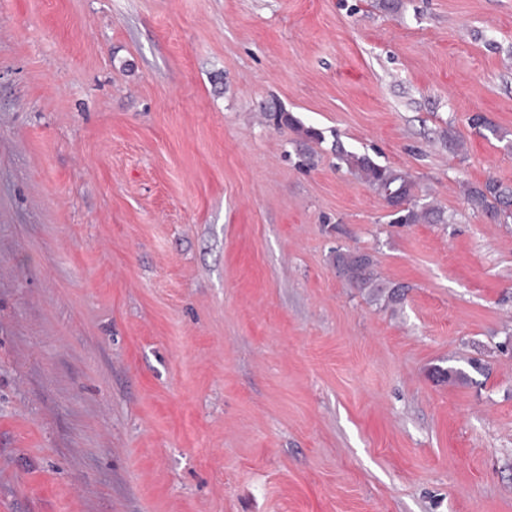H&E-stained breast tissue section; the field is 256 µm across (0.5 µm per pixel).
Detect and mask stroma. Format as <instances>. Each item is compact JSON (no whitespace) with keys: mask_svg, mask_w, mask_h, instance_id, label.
Returning <instances> with one entry per match:
<instances>
[{"mask_svg":"<svg viewBox=\"0 0 512 512\" xmlns=\"http://www.w3.org/2000/svg\"><path fill=\"white\" fill-rule=\"evenodd\" d=\"M511 142L512 0H0V512H512ZM269 116L276 127L280 128L284 126L295 129L304 142H316L323 140L321 132L312 127L304 128L300 126V122L289 112L282 109H275L270 112ZM334 150L338 159L359 180L383 197L389 206L398 209L400 224H450L453 214L445 212L432 203L416 201L415 182L407 173L390 166L375 163L367 155L347 151L340 144ZM463 194L473 212L484 213L498 224L512 223V184L488 178L482 184L465 185ZM336 266L354 288L366 289L375 296H382L386 287L374 276L372 257L365 253L336 251Z\"/></svg>","mask_w":512,"mask_h":512,"instance_id":"obj_1","label":"stroma"}]
</instances>
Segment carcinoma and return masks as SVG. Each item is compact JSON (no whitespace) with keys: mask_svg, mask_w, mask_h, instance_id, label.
<instances>
[{"mask_svg":"<svg viewBox=\"0 0 512 512\" xmlns=\"http://www.w3.org/2000/svg\"><path fill=\"white\" fill-rule=\"evenodd\" d=\"M270 117L278 128L284 126L295 129L305 142L323 140L321 132L312 127L300 126V122L289 112L276 109L270 112ZM335 151L338 159L356 178L400 212L399 223L450 224L454 221V216L445 215L440 207L416 201L415 182L408 174L390 166L377 164L367 155L348 151L339 144L335 146ZM463 194L472 211L484 213L498 224L512 223V184L489 178L482 184L465 185ZM336 266L350 286L367 288L375 296L384 293L385 287L374 276V261L370 255L338 251Z\"/></svg>","mask_w":512,"mask_h":512,"instance_id":"1","label":"carcinoma"}]
</instances>
